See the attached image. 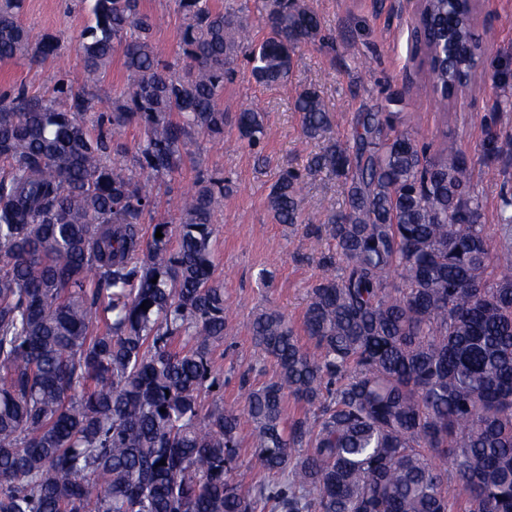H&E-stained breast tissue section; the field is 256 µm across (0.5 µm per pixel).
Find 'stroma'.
<instances>
[{
  "label": "stroma",
  "mask_w": 512,
  "mask_h": 512,
  "mask_svg": "<svg viewBox=\"0 0 512 512\" xmlns=\"http://www.w3.org/2000/svg\"><path fill=\"white\" fill-rule=\"evenodd\" d=\"M324 38L297 50L289 82L263 86L243 61H236L224 84V110L235 114L255 106L265 114L266 136L254 147L237 144L234 125L226 143L193 136L181 167L157 182L158 211L171 225L179 214L170 199L197 177L224 178V204L213 224V277L222 283L228 305L224 341L213 351L224 384L204 396L224 409L243 412L249 389L274 381V361L258 352L247 324L275 310L295 330L303 328L308 292L323 270L333 243L327 232L326 204L345 206L341 180L308 170L310 158L330 144L352 146L357 113L380 106L414 121L416 137L437 150L444 137L455 138L472 167V188L484 204L483 221L493 224L504 199L512 198V112L492 111L499 99L512 98V0H476V32L491 30L476 74L465 94L440 112L431 80L416 50L412 9L402 0H309ZM151 16L154 38L176 49L181 23L176 0H141ZM20 16L31 35H54L62 50L58 67L24 59L0 61V93L26 88L51 93L58 80L79 82V35L90 23L84 0H23ZM318 89L336 112L317 139L305 136L293 99L303 88ZM499 133L498 148L486 150L487 129ZM303 177L304 205L299 224H279L267 208V195L280 170ZM304 347L312 342L302 335Z\"/></svg>",
  "instance_id": "35a3bbf8"
}]
</instances>
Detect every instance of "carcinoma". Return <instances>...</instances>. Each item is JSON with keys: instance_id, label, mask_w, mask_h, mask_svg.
Instances as JSON below:
<instances>
[{"instance_id": "obj_1", "label": "carcinoma", "mask_w": 512, "mask_h": 512, "mask_svg": "<svg viewBox=\"0 0 512 512\" xmlns=\"http://www.w3.org/2000/svg\"><path fill=\"white\" fill-rule=\"evenodd\" d=\"M176 2L184 67L165 58L140 0H92L83 85L0 94V512H512V199L483 223L462 147L446 139L430 154L379 108L359 113L353 146L310 163L347 186L328 216L336 258L325 265L341 273L316 280L303 318L315 352L279 312L250 324L277 379L244 411L258 466L281 482L251 497L232 482L239 414L201 400L220 384L211 225L224 178L180 198L176 250L171 225L146 241L140 224L152 181L179 168L191 135L224 139L238 52L257 82L283 84L296 51L324 36L305 0H262L258 41L236 12ZM21 5L0 0V60L53 63L59 42L33 38ZM473 19L474 5L453 0H424L418 15L443 103L474 73ZM117 51L126 82L110 127L92 133L89 89ZM294 109L311 138L332 124L316 89L297 92ZM130 124L142 131L139 174L110 158ZM235 125L261 143V111ZM267 204L297 224L300 175L281 170ZM290 398L313 418L287 423Z\"/></svg>"}]
</instances>
